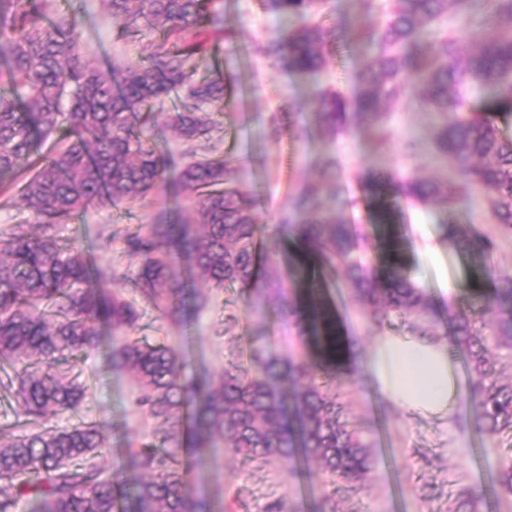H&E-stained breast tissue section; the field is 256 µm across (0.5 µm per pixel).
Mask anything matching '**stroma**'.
Wrapping results in <instances>:
<instances>
[{"instance_id": "stroma-1", "label": "stroma", "mask_w": 512, "mask_h": 512, "mask_svg": "<svg viewBox=\"0 0 512 512\" xmlns=\"http://www.w3.org/2000/svg\"><path fill=\"white\" fill-rule=\"evenodd\" d=\"M58 3L77 14L80 50L107 55L114 68L148 57L158 37L145 26L120 37L121 22L113 18L105 0ZM214 9L225 28L239 37L230 43L220 36L209 37L198 73L216 70L224 75L227 92L217 109L222 129L217 148L238 165L239 186L259 197L255 218L265 228L259 241V270L287 287L295 281L312 282L322 290L333 324L355 351L347 364L352 378L345 397L347 418L351 428L369 438L375 466L362 489L352 490L345 483H331L313 463L262 466L221 454L207 462L195 483L197 492L211 501L215 512L226 505L235 512H265L268 503L281 497L293 512H313L327 494L335 495L340 512H447L449 494L468 487L485 493L479 512H512V496L493 492L501 466L512 461V443L476 429L469 399H462L453 415L434 416L404 410L384 397L367 363L378 336L401 335L400 320L382 328L366 321L347 281L322 271L300 239L279 235L278 224L293 188L319 179V160L335 156L342 168L343 191L338 201L327 202V213L356 225L370 239V257L379 269L394 264L408 269L432 302L436 341L443 346L454 339L452 325L458 310L489 297L494 276L512 275V238L501 242L491 261L481 263L449 243L448 229L461 225L475 234L498 235L499 226L482 196L465 197L450 206L439 202L423 206L394 198L384 187L375 192L367 189L369 176L382 178L406 170L442 181L452 168L451 161L429 150L414 160L402 154L407 139H419L429 147L435 137L436 118L418 97L392 107L391 138L384 144L370 129L355 128L335 136L323 125L315 103L317 91L354 96L356 74L373 56L370 48L349 37L318 74L302 76L272 64L258 50L282 25L281 17L260 10L256 0H216ZM273 114L283 129L277 142L268 135ZM144 136L169 160L168 179L153 200L120 211L100 204L60 227L61 235L86 251L95 264L122 262L126 235L150 222L158 211H167L176 221L181 218L185 194L177 180L185 163L182 141L164 124L145 130ZM390 204L396 207L393 219L382 222ZM450 283L455 286L451 301L444 294ZM185 288V324L160 319L143 303L134 334L174 347L185 361L186 377L220 374L228 360L252 346L270 356L301 349L296 331L280 320L272 305L251 309L239 289L214 288L191 277ZM111 352L112 329L104 325L98 342L81 361L85 396L79 413H60L51 420L60 429L83 420L99 421L107 441L101 462L107 469L124 460L130 442L148 439L153 427L135 404L131 377L113 369Z\"/></svg>"}]
</instances>
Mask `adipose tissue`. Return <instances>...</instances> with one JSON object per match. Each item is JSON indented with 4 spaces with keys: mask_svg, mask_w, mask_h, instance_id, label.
I'll return each instance as SVG.
<instances>
[{
    "mask_svg": "<svg viewBox=\"0 0 512 512\" xmlns=\"http://www.w3.org/2000/svg\"><path fill=\"white\" fill-rule=\"evenodd\" d=\"M368 371L381 392L409 411L452 412L464 391V382L442 346L408 336L379 337Z\"/></svg>",
    "mask_w": 512,
    "mask_h": 512,
    "instance_id": "1",
    "label": "adipose tissue"
}]
</instances>
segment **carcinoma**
Wrapping results in <instances>:
<instances>
[{
    "instance_id": "carcinoma-1",
    "label": "carcinoma",
    "mask_w": 512,
    "mask_h": 512,
    "mask_svg": "<svg viewBox=\"0 0 512 512\" xmlns=\"http://www.w3.org/2000/svg\"><path fill=\"white\" fill-rule=\"evenodd\" d=\"M316 2L258 0L265 12L300 20L262 47L273 63L314 75L346 39ZM107 3L123 20L120 35L143 24L159 34L149 63L131 62L115 78L95 55L79 51L77 17L55 0H0V77L9 87L0 93V185L16 187L17 197L6 203L24 214L0 227V391L18 406L13 427L0 429V512H13L23 497L36 512H212L193 494L189 473L220 450L264 464L315 461L332 479L362 482L374 465L371 443L349 428L340 402L349 379L331 339L313 360L295 353L270 358L253 348L217 380H188L176 350L122 337L112 363L131 375L136 405L156 426L154 440L131 443L126 463L110 475L99 462L107 447L100 423L49 425L51 415L80 409L85 390L74 367L94 345L98 322H111L115 334L140 318L124 299H102L96 281L125 282L161 317L183 323L179 262L187 260L201 281L237 285L261 300L272 289L298 336L309 332L311 313L296 292L258 275V199L236 185V169L217 153L214 113L203 111L226 92L221 72L196 78L206 51L200 36L221 22L213 0ZM490 8L498 30L467 36L465 22ZM450 9L463 26L452 33L431 28ZM357 37L374 56L357 75L353 98L320 94L328 130L371 126L384 142L390 132L383 106L416 95L441 118L435 146L453 162L455 177L435 182L397 173L391 189L416 203L447 205L478 187L496 223L512 234V138L466 107L470 93L486 91L512 105V0H393L383 22ZM178 90L192 105L155 110ZM159 121L182 138L188 216L171 224L159 213L126 237L125 254L137 263L133 275L96 266L57 226L99 203L145 201L161 188L166 156L143 140V129ZM322 168L328 179L298 187L280 233L297 234L320 266L343 270L369 322L381 327L398 316L409 335L432 338L429 299L410 273L395 264L379 274L355 226L323 214V197L341 194L342 172L332 157ZM452 241L485 261L496 249L492 238L462 229ZM487 305L495 314L492 336L512 348L511 275L495 279ZM455 335L471 354L478 430L511 436L512 383L499 382L483 331L468 312L456 314ZM284 380L294 385L289 403ZM481 498L471 489L450 494L448 512H476Z\"/></svg>"
}]
</instances>
